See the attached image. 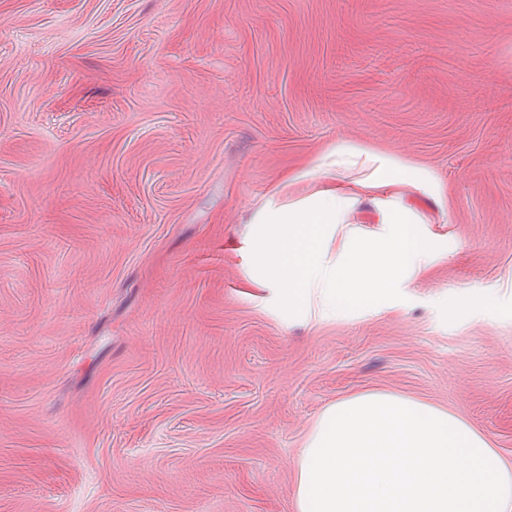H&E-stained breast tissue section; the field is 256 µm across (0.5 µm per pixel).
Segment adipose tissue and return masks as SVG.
<instances>
[{"mask_svg":"<svg viewBox=\"0 0 512 512\" xmlns=\"http://www.w3.org/2000/svg\"><path fill=\"white\" fill-rule=\"evenodd\" d=\"M448 205L426 166L346 141L290 170L250 218L243 250L286 313L341 315L387 295L441 251L414 196ZM388 225L361 228L362 213ZM294 512H512V461L434 405L359 393L326 406L300 451Z\"/></svg>","mask_w":512,"mask_h":512,"instance_id":"ef3b65f1","label":"adipose tissue"}]
</instances>
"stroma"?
Instances as JSON below:
<instances>
[{
  "label": "stroma",
  "mask_w": 512,
  "mask_h": 512,
  "mask_svg": "<svg viewBox=\"0 0 512 512\" xmlns=\"http://www.w3.org/2000/svg\"><path fill=\"white\" fill-rule=\"evenodd\" d=\"M339 139L447 182L443 249L292 319L233 246ZM361 392L512 457V0H0V512H294Z\"/></svg>",
  "instance_id": "stroma-1"
}]
</instances>
